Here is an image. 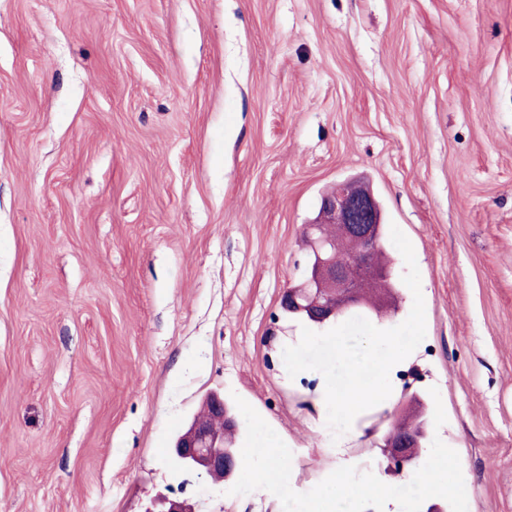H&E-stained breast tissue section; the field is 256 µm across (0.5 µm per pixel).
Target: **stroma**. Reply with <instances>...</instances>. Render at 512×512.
<instances>
[{"label":"stroma","mask_w":512,"mask_h":512,"mask_svg":"<svg viewBox=\"0 0 512 512\" xmlns=\"http://www.w3.org/2000/svg\"><path fill=\"white\" fill-rule=\"evenodd\" d=\"M349 179L413 246L426 335L341 456L280 298ZM212 393L295 491L343 458L403 485L406 417L468 512H512V0H0V512H283L175 462ZM419 432V429L417 428ZM412 423L406 420L398 422L393 437L390 439V457L398 471L408 469L417 457L420 435Z\"/></svg>","instance_id":"35a3bbf8"}]
</instances>
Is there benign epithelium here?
<instances>
[{"label": "benign epithelium", "mask_w": 512, "mask_h": 512, "mask_svg": "<svg viewBox=\"0 0 512 512\" xmlns=\"http://www.w3.org/2000/svg\"><path fill=\"white\" fill-rule=\"evenodd\" d=\"M335 224L345 238L359 244L346 259L336 257V241L325 233ZM380 224V205L364 185L345 183L323 196L316 218L305 229L311 247L307 278L283 292L281 308L304 311L311 322L322 324L361 307L364 289L389 276L388 270L374 260ZM229 421L224 399L217 394L211 396L208 416L193 419L172 448L182 467L214 479L232 474L237 456L225 444L224 423ZM419 446L420 435L413 424L398 422L389 445L397 470L411 467Z\"/></svg>", "instance_id": "7a95c632"}]
</instances>
